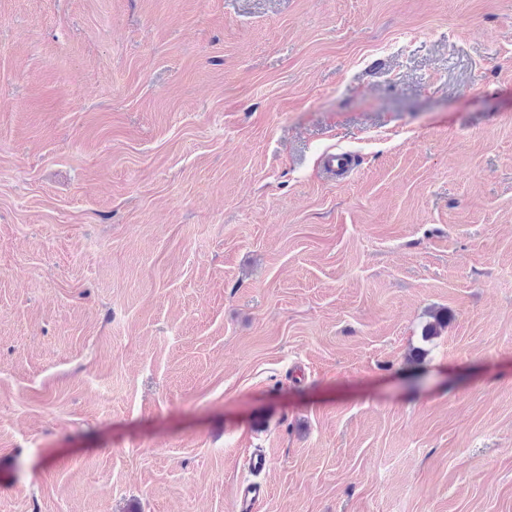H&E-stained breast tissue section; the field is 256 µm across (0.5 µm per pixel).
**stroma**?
<instances>
[{"label":"stroma","instance_id":"1","mask_svg":"<svg viewBox=\"0 0 512 512\" xmlns=\"http://www.w3.org/2000/svg\"><path fill=\"white\" fill-rule=\"evenodd\" d=\"M255 478L512 512V0H0V512Z\"/></svg>","mask_w":512,"mask_h":512}]
</instances>
